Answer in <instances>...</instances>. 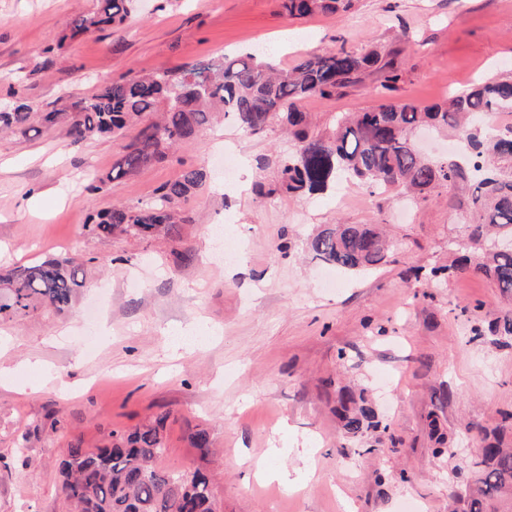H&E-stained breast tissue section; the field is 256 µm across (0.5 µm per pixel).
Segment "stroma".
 <instances>
[{"mask_svg":"<svg viewBox=\"0 0 512 512\" xmlns=\"http://www.w3.org/2000/svg\"><path fill=\"white\" fill-rule=\"evenodd\" d=\"M94 5L0 0V100L16 92L42 112L131 70L242 52L291 64L342 43L398 51L401 102H441L512 69V0H357L343 15L295 20L277 0H136L126 25L62 41L40 70L46 45ZM373 86L368 76L302 107L325 128L334 113L372 106ZM122 145L73 143L64 125L0 135V265L87 262L69 310L0 323V512H61L59 465L71 444L97 448L163 412L165 467L196 460L191 435L208 431L224 512H448L449 494L470 478L456 455L481 447V430L512 413V339L491 332L497 288L473 271L425 286L447 263L449 240L466 233L448 210L449 189L415 204L356 182L342 206L332 190L260 196L253 183H277L291 142L221 121L135 177L90 190L88 173L110 170ZM225 150L242 159L232 180ZM196 167L211 177L186 203L193 221L179 236L89 230L97 212L153 201ZM337 223L383 225L396 243L388 262L352 274L313 258L309 237ZM195 324L219 332L192 351L172 348L168 332ZM340 386L364 391L380 423L361 440L341 431ZM432 413L449 454L433 451Z\"/></svg>","mask_w":512,"mask_h":512,"instance_id":"obj_1","label":"stroma"}]
</instances>
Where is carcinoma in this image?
I'll list each match as a JSON object with an SVG mask.
<instances>
[{"mask_svg": "<svg viewBox=\"0 0 512 512\" xmlns=\"http://www.w3.org/2000/svg\"><path fill=\"white\" fill-rule=\"evenodd\" d=\"M288 19L317 14H344L355 0H278ZM133 0H96L94 8L69 22L68 33L44 49L40 69L53 63L49 54L67 40L89 32L112 29L130 17ZM376 75L378 96L398 89L403 69L398 52L377 47L351 49L341 44L328 55L309 54L291 67H279L253 54L224 56L189 69L157 68L129 71L90 97L33 115L18 93L0 102V132L26 136L36 124H66L74 141L102 135L126 140L118 164L93 175L90 189L135 176L142 167L165 158L166 151L209 126L214 113L255 135L280 125L293 140L295 151L280 163L276 186L256 187L260 196L283 191L300 196L326 191L341 178H356L371 192L393 189L414 199H427L437 187L453 190L448 206L464 214L470 233L449 243L458 254L454 264L434 271L429 287L440 275L463 273L470 255L482 253L475 270L500 294L512 299V128L483 129L486 116L512 113V72L456 92L442 103L419 107L385 102L360 112H338L331 128L315 130L301 103L310 97H331ZM428 129L463 130L458 155L431 161L411 147L413 133ZM203 168L190 169L158 188L155 199L131 209L118 204L93 217L90 230L101 236L170 238L192 219L182 203L209 179ZM389 240L372 224H331L313 235L308 250L317 259L352 273L368 272L385 261ZM85 287L83 264L74 258H49L0 270V322L25 315L39 304L57 312L69 309ZM493 333L512 338V309L495 319ZM336 415L348 438L378 427L364 398L345 387L336 393ZM164 413L132 431L114 430L103 447L89 451L79 444L61 462L62 493L67 512H222L207 469L209 433L191 435L198 462L184 469L157 465L166 453ZM460 466L471 481L455 493L459 512H512V448L489 444L482 455L465 456Z\"/></svg>", "mask_w": 512, "mask_h": 512, "instance_id": "carcinoma-1", "label": "carcinoma"}]
</instances>
